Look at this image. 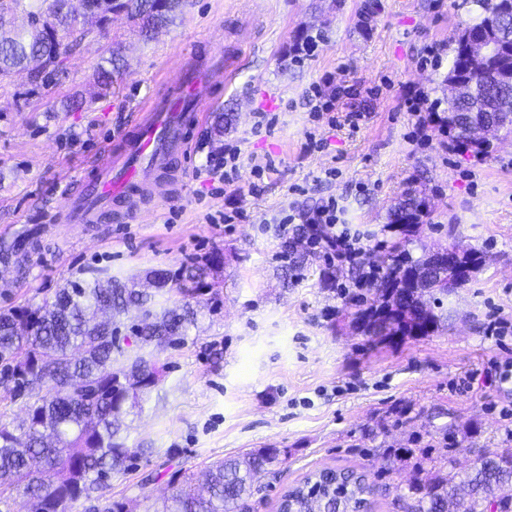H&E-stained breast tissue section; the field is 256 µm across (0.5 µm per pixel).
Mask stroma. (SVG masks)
I'll list each match as a JSON object with an SVG mask.
<instances>
[{"label":"stroma","instance_id":"obj_1","mask_svg":"<svg viewBox=\"0 0 512 512\" xmlns=\"http://www.w3.org/2000/svg\"><path fill=\"white\" fill-rule=\"evenodd\" d=\"M187 0L176 24L153 38L116 15L89 20L91 33L67 59L65 75L30 92L26 73L0 85V241L35 235L26 282L0 264V306L39 304L67 281L109 270L144 282L154 268L178 269L187 256L220 253L215 288L195 295L197 320L180 344L152 348L161 381L140 415L128 416V444L150 448L107 497L134 512H153L175 472L201 477L225 457L280 449L281 462L256 482L247 512H276L277 494L318 469L355 470L374 488L371 512H407L400 499L412 476H427L455 454L468 468L478 451L512 448V382L486 384L483 373L512 365V330L485 334L491 317L512 322V135L483 155L441 135L428 113L409 112L403 93L445 97L455 33L479 15L472 0ZM321 35L313 57L293 48ZM119 48L122 75L106 96L78 111L65 98L88 90L101 54ZM230 48L238 68L222 96L208 104L191 147L174 162L182 180L147 202L138 221L121 210L98 224H67L65 200L88 166L140 104L178 71L182 53ZM357 88L337 113L366 112L359 129L313 117L305 94L324 78ZM276 113L272 130L254 115ZM224 115V143L242 153L245 223L225 226L224 199L196 179L215 145V113ZM323 140L307 149L308 137ZM274 161L262 178L255 165ZM328 183H317L325 170ZM306 187L297 196L294 186ZM374 249L401 200L426 204L408 247L420 257L436 245L482 251L484 265L444 298L442 326L427 336L394 341L369 336L355 322L357 302L325 280L328 265L307 251L301 267L282 260L278 219L291 204L326 196ZM216 223H208V216Z\"/></svg>","mask_w":512,"mask_h":512}]
</instances>
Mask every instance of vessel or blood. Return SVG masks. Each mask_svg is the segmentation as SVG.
Here are the masks:
<instances>
[{"instance_id": "vessel-or-blood-1", "label": "vessel or blood", "mask_w": 512, "mask_h": 512, "mask_svg": "<svg viewBox=\"0 0 512 512\" xmlns=\"http://www.w3.org/2000/svg\"><path fill=\"white\" fill-rule=\"evenodd\" d=\"M231 70L230 62L219 57L207 66L188 58L178 93L145 100L138 121L107 145L83 190L68 197L66 223H98L114 205L124 208L128 218H137L143 200L163 188L159 173L170 170L174 155L187 152V133L201 121L208 88L223 84Z\"/></svg>"}]
</instances>
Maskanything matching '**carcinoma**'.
Instances as JSON below:
<instances>
[{"label": "carcinoma", "instance_id": "obj_1", "mask_svg": "<svg viewBox=\"0 0 512 512\" xmlns=\"http://www.w3.org/2000/svg\"><path fill=\"white\" fill-rule=\"evenodd\" d=\"M60 0H0V83L15 71L28 73L38 85L64 70L61 57L81 46L88 33L76 16L56 9ZM93 17L109 21L123 13L135 22L142 36L174 23L184 0H85ZM479 21L462 29L446 82L467 88L454 99H444L437 123L448 138L460 143L456 117L470 112H493L499 130L512 131V83L494 74L512 66V41L500 44L475 78L468 60L461 56L465 37L506 27L512 20L502 14L505 2L472 0ZM22 12L27 26L7 29L3 17ZM124 69L119 51H109L96 70L93 88L107 90ZM424 216L422 204L408 198L398 204L392 226L398 236L382 253L368 260L380 270L375 299L356 314L361 331L394 339L427 336L439 329L441 316L425 305L411 287L414 271L426 265L429 255L414 258L406 250L407 237L418 232ZM37 244L28 234L0 243V260L13 266L16 278L30 275ZM154 285L148 294L135 282H122L98 272L84 283L71 281L54 297L34 306L0 307V387L5 395L27 397L26 417L16 424L0 422V512H15V496L36 504L34 512H69L80 499L101 498L114 475L129 470V462L147 455L149 448H130L121 417L141 407L158 386L155 363L131 354L121 335V317L138 310L131 326L140 346L173 345L195 322L189 302L161 311L155 297L172 291L182 297L204 287L207 268L181 266L176 271L152 270L146 274ZM280 450L261 448L226 459L205 473V492L192 489L189 479L173 487L155 512H241L257 473L279 463ZM302 485L287 491L295 512H347L363 502L367 487L351 482L339 490L328 484ZM409 512H512V448L479 453L461 475L448 457V470L440 469L422 483L407 485Z\"/></svg>", "mask_w": 512, "mask_h": 512}]
</instances>
